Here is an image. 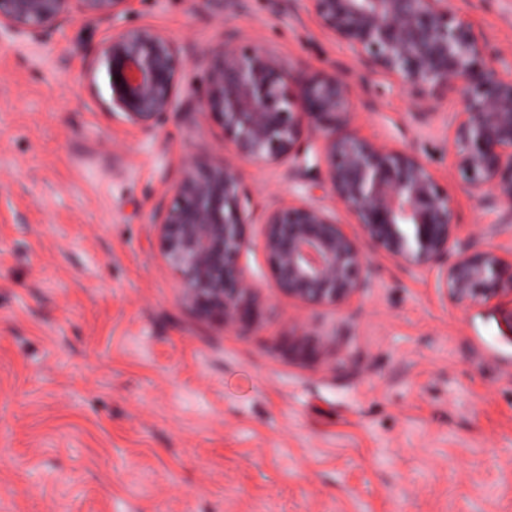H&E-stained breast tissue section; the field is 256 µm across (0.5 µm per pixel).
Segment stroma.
<instances>
[{
  "label": "stroma",
  "mask_w": 512,
  "mask_h": 512,
  "mask_svg": "<svg viewBox=\"0 0 512 512\" xmlns=\"http://www.w3.org/2000/svg\"><path fill=\"white\" fill-rule=\"evenodd\" d=\"M512 69V0H448ZM180 47L174 109L113 118L87 61L114 31ZM350 88L351 131L414 153L448 192L461 245L512 249V211L460 179V99L410 102L326 30L307 0H129L44 43L0 39V512H512V304L448 300L437 269L366 238L368 288L340 306L288 299L261 245L258 302L234 327L183 297L154 216L187 160L223 162L206 95L225 37ZM318 132L293 165L243 167L255 221L282 195L332 198Z\"/></svg>",
  "instance_id": "stroma-1"
}]
</instances>
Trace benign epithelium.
Instances as JSON below:
<instances>
[{
	"instance_id": "benign-epithelium-1",
	"label": "benign epithelium",
	"mask_w": 512,
	"mask_h": 512,
	"mask_svg": "<svg viewBox=\"0 0 512 512\" xmlns=\"http://www.w3.org/2000/svg\"><path fill=\"white\" fill-rule=\"evenodd\" d=\"M129 0H0V32L39 40L74 15L107 20ZM311 11L372 70L394 79L414 102L427 89H468L451 128L456 165L472 188L490 186L512 206V70L489 67L482 33L448 19V0H309ZM180 49L165 33L130 27L108 36L88 69L108 77L112 116L154 129L172 111ZM222 130L232 158L188 164L154 224L184 298L224 326L250 315L254 288L241 263L253 245L252 213L241 162L294 159L304 126L323 138L335 200L360 233L399 263L426 269L448 258L440 280L448 299L481 305L512 301V252L454 249L462 225L447 192L414 154L337 128L350 119L348 87L335 77L303 78L264 47L241 52L226 42L210 61V90L200 105ZM260 239L270 272L288 298L312 305L350 301L368 283L357 236L314 202L278 198Z\"/></svg>"
}]
</instances>
